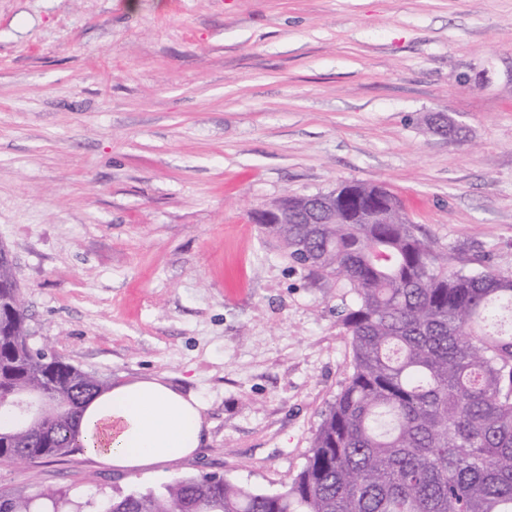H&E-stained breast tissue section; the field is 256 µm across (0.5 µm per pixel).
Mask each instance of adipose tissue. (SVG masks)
I'll list each match as a JSON object with an SVG mask.
<instances>
[{
    "label": "adipose tissue",
    "instance_id": "adipose-tissue-1",
    "mask_svg": "<svg viewBox=\"0 0 512 512\" xmlns=\"http://www.w3.org/2000/svg\"><path fill=\"white\" fill-rule=\"evenodd\" d=\"M201 402L159 378L123 382L91 399L78 439L85 453L122 472L147 471L192 455L202 443Z\"/></svg>",
    "mask_w": 512,
    "mask_h": 512
}]
</instances>
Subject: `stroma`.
Segmentation results:
<instances>
[{
  "instance_id": "35a3bbf8",
  "label": "stroma",
  "mask_w": 512,
  "mask_h": 512,
  "mask_svg": "<svg viewBox=\"0 0 512 512\" xmlns=\"http://www.w3.org/2000/svg\"><path fill=\"white\" fill-rule=\"evenodd\" d=\"M352 180L449 269L512 276V0H0V246L29 342L161 378L209 425L161 475L76 451L1 465L0 496L100 512L206 473L290 482L352 371L354 292L251 214ZM343 185H346L347 188L354 191L360 200V204L367 209H373L377 207V203H383L382 197L389 195L384 187L378 185L365 184L357 181L345 182L341 184V186ZM373 194L376 195L377 201L373 200Z\"/></svg>"
}]
</instances>
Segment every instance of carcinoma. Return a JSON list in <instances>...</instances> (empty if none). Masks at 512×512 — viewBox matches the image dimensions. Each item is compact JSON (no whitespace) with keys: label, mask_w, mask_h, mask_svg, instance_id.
<instances>
[{"label":"carcinoma","mask_w":512,"mask_h":512,"mask_svg":"<svg viewBox=\"0 0 512 512\" xmlns=\"http://www.w3.org/2000/svg\"><path fill=\"white\" fill-rule=\"evenodd\" d=\"M377 207L382 186L349 181ZM288 260L354 291L342 314L352 372L304 468L276 492L216 475L116 497L102 512H512V277L450 270L403 213L393 224H280ZM28 342L13 268L0 265V462L78 448L85 404L110 389ZM49 392L30 427L9 404ZM59 491L0 497V512H67Z\"/></svg>","instance_id":"1"}]
</instances>
